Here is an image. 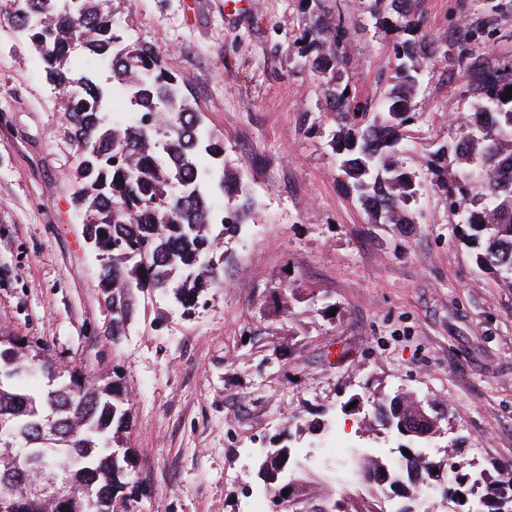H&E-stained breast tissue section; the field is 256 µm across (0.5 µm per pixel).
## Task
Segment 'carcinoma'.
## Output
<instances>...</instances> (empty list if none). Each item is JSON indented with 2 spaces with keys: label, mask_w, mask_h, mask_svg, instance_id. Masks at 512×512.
<instances>
[{
  "label": "carcinoma",
  "mask_w": 512,
  "mask_h": 512,
  "mask_svg": "<svg viewBox=\"0 0 512 512\" xmlns=\"http://www.w3.org/2000/svg\"><path fill=\"white\" fill-rule=\"evenodd\" d=\"M25 0L14 16L44 66L46 79L67 95L63 111L79 145L78 204L83 236L102 254L98 288L112 312L107 334L117 339L135 311L138 294L160 291L189 314L219 280L214 244L247 223L254 201L241 180L224 169L205 170L199 156L224 160V141L205 132L200 114L181 91L184 80L166 67L151 46L126 47L116 34L109 0ZM315 0L312 21L301 36L302 63L319 78L324 109L333 128L329 147L350 194L371 224L414 223L420 195L417 175L401 161L412 108L431 62L446 55L441 37L423 24L418 0H374L378 29L396 31L393 84L374 106L346 94L350 32L342 19ZM112 74V90L124 91L140 112L138 123L116 128L107 117L108 90L91 73L69 65L75 50ZM473 93L454 143L432 153L438 187L457 212L461 239L476 267L512 288V60L477 65L469 74ZM232 188L236 200L218 214L211 190ZM130 391L118 367L88 382L82 368L63 369L40 343L0 334V445L33 448L47 463L52 483L24 496L0 483V498L22 501V512H126L135 500V450L128 445L133 417ZM373 425L393 432L404 421L419 435L439 425L417 409L410 392L373 390L366 396ZM443 463L404 452L395 461L353 449L341 461L310 467L288 445L268 448L257 477L272 497L288 492L291 512H387L378 505L398 483L415 496L441 478ZM362 492L336 496V486ZM490 494L467 512H512V480L488 483Z\"/></svg>",
  "instance_id": "obj_1"
}]
</instances>
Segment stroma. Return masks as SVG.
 I'll return each mask as SVG.
<instances>
[{
	"instance_id": "obj_1",
	"label": "stroma",
	"mask_w": 512,
	"mask_h": 512,
	"mask_svg": "<svg viewBox=\"0 0 512 512\" xmlns=\"http://www.w3.org/2000/svg\"><path fill=\"white\" fill-rule=\"evenodd\" d=\"M369 4L336 0L361 103L380 98L394 70V35L374 27ZM23 6L0 0V331L39 340L89 375L123 372L135 512H273L256 476L264 448L286 444L311 461L346 448L398 457L406 437L366 430L361 413L342 408L377 385L446 406L441 436L417 445L427 456L478 475L512 465V288L475 266L430 162L468 109L459 28L475 60L512 58V0L420 4L450 54L412 100L403 159L421 198L404 232L369 224L345 192L319 82L299 64L305 0H111L123 44L151 45L184 77L255 202L223 239L222 280L204 305L186 315L141 293L116 340L75 201L80 151L13 23ZM284 286L292 295H278ZM324 303L336 306L333 320L318 314Z\"/></svg>"
}]
</instances>
